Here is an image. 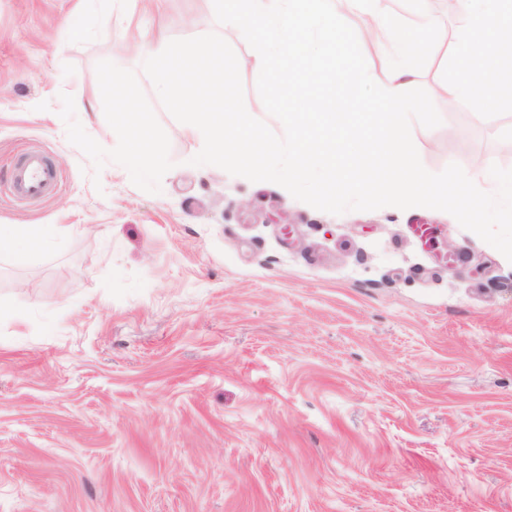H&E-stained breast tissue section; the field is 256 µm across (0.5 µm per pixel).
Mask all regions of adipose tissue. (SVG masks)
I'll return each instance as SVG.
<instances>
[{
  "label": "adipose tissue",
  "mask_w": 512,
  "mask_h": 512,
  "mask_svg": "<svg viewBox=\"0 0 512 512\" xmlns=\"http://www.w3.org/2000/svg\"><path fill=\"white\" fill-rule=\"evenodd\" d=\"M453 9L470 16L472 27L454 43L458 69L453 79L442 83V92L485 112L511 106L512 0H453ZM107 80L119 107L120 128L133 139L125 153L126 170L131 176H143L152 138L142 133L137 113L127 108L120 75L110 74ZM51 236L47 226L0 225V248H10L15 260L23 263L31 248L45 246Z\"/></svg>",
  "instance_id": "adipose-tissue-1"
}]
</instances>
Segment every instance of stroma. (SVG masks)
Segmentation results:
<instances>
[{"label":"stroma","mask_w":512,"mask_h":512,"mask_svg":"<svg viewBox=\"0 0 512 512\" xmlns=\"http://www.w3.org/2000/svg\"><path fill=\"white\" fill-rule=\"evenodd\" d=\"M112 2L0 0V180L23 145L64 177L0 192V225L55 229L26 264L0 249V512H512V262L443 211L334 215L190 165L152 34L223 37L279 135L257 53L213 0H123L128 28ZM450 55L415 80L442 117L412 128L423 165L512 168V113L438 94ZM113 72L150 178L123 167Z\"/></svg>","instance_id":"35a3bbf8"}]
</instances>
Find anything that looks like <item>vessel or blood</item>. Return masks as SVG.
<instances>
[{
	"label": "vessel or blood",
	"instance_id": "1",
	"mask_svg": "<svg viewBox=\"0 0 512 512\" xmlns=\"http://www.w3.org/2000/svg\"><path fill=\"white\" fill-rule=\"evenodd\" d=\"M8 191L23 202H34L57 193L62 176L48 154L21 149L9 163Z\"/></svg>",
	"mask_w": 512,
	"mask_h": 512
}]
</instances>
